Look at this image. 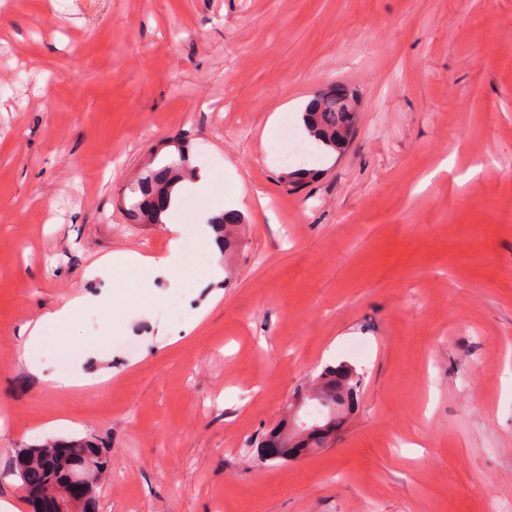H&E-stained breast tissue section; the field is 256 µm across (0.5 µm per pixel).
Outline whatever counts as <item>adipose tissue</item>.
<instances>
[{
	"instance_id": "1",
	"label": "adipose tissue",
	"mask_w": 512,
	"mask_h": 512,
	"mask_svg": "<svg viewBox=\"0 0 512 512\" xmlns=\"http://www.w3.org/2000/svg\"><path fill=\"white\" fill-rule=\"evenodd\" d=\"M184 227L173 224L169 227L168 251L155 257L146 256L136 251H117L103 256L97 263L98 270H120L127 275H135L142 267L148 266L165 277L178 275L182 268V237ZM96 299L90 295L78 294L61 306L55 307L36 320L29 328V339L24 348V356L42 352H51L56 356L69 358L84 353L87 342L64 337V326L78 322L95 304Z\"/></svg>"
}]
</instances>
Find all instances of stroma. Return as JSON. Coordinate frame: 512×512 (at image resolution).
Masks as SVG:
<instances>
[{
	"instance_id": "35a3bbf8",
	"label": "stroma",
	"mask_w": 512,
	"mask_h": 512,
	"mask_svg": "<svg viewBox=\"0 0 512 512\" xmlns=\"http://www.w3.org/2000/svg\"><path fill=\"white\" fill-rule=\"evenodd\" d=\"M345 86L339 154L296 100ZM184 145L216 193L134 221ZM450 171H442V164ZM316 169L291 189L283 172ZM240 203L219 281L94 275ZM94 346L21 359L75 294ZM177 312L167 313L171 299ZM137 344L128 353L123 341ZM363 378L325 447L262 460L325 366ZM49 438L109 460L96 512H490L512 500V0H0V501Z\"/></svg>"
}]
</instances>
